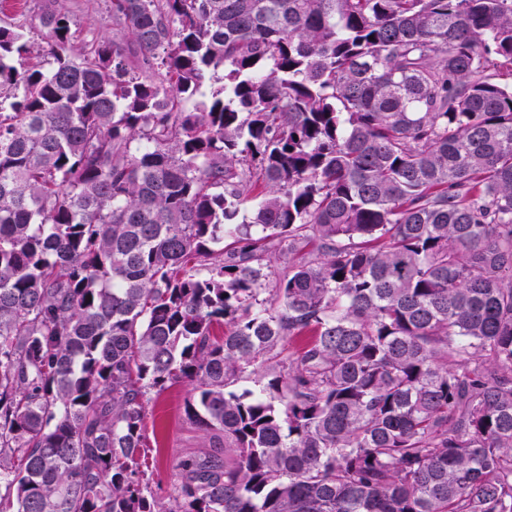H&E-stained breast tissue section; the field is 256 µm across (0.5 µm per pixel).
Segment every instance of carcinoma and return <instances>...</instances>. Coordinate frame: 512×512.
Listing matches in <instances>:
<instances>
[{"label":"carcinoma","mask_w":512,"mask_h":512,"mask_svg":"<svg viewBox=\"0 0 512 512\" xmlns=\"http://www.w3.org/2000/svg\"><path fill=\"white\" fill-rule=\"evenodd\" d=\"M41 23L48 68L0 24V512H512V0ZM180 381L224 450L162 497ZM192 386L176 383L159 395H148L144 423L145 453L150 464L152 489L162 496L172 490L171 463L173 459L199 451L224 448V437L204 432L189 421L184 413Z\"/></svg>","instance_id":"carcinoma-1"}]
</instances>
